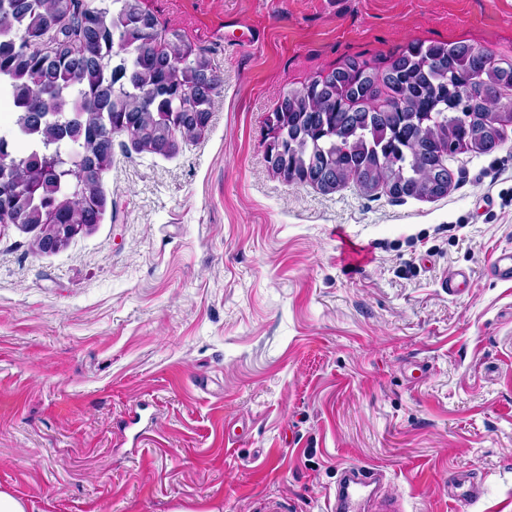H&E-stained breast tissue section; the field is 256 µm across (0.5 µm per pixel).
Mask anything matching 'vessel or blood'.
<instances>
[{"mask_svg": "<svg viewBox=\"0 0 512 512\" xmlns=\"http://www.w3.org/2000/svg\"><path fill=\"white\" fill-rule=\"evenodd\" d=\"M385 479L384 469L375 465L343 468L329 503L330 512H402L398 501L384 496ZM483 494L481 483L473 477L460 474L448 481L449 498L465 506L477 505Z\"/></svg>", "mask_w": 512, "mask_h": 512, "instance_id": "obj_1", "label": "vessel or blood"}]
</instances>
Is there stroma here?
Segmentation results:
<instances>
[{
  "label": "stroma",
  "mask_w": 512,
  "mask_h": 512,
  "mask_svg": "<svg viewBox=\"0 0 512 512\" xmlns=\"http://www.w3.org/2000/svg\"><path fill=\"white\" fill-rule=\"evenodd\" d=\"M222 78L167 156L112 141L99 223L0 226V488L29 512H327L378 465L404 512H512V130L434 200L288 183L280 94L350 58L465 41L512 59V0H143ZM455 269L473 283H440ZM484 494L482 484L471 476L457 475L448 479V498L468 507L477 505Z\"/></svg>",
  "instance_id": "stroma-1"
}]
</instances>
